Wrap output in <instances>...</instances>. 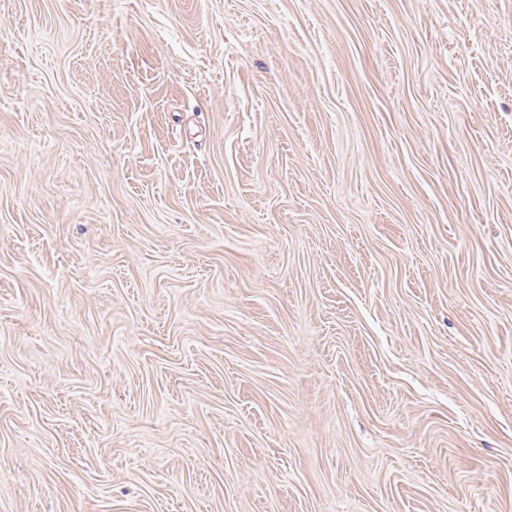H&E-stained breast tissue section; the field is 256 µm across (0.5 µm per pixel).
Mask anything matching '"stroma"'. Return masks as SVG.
<instances>
[{"label": "stroma", "instance_id": "1", "mask_svg": "<svg viewBox=\"0 0 512 512\" xmlns=\"http://www.w3.org/2000/svg\"><path fill=\"white\" fill-rule=\"evenodd\" d=\"M0 512H512V0H0Z\"/></svg>", "mask_w": 512, "mask_h": 512}]
</instances>
